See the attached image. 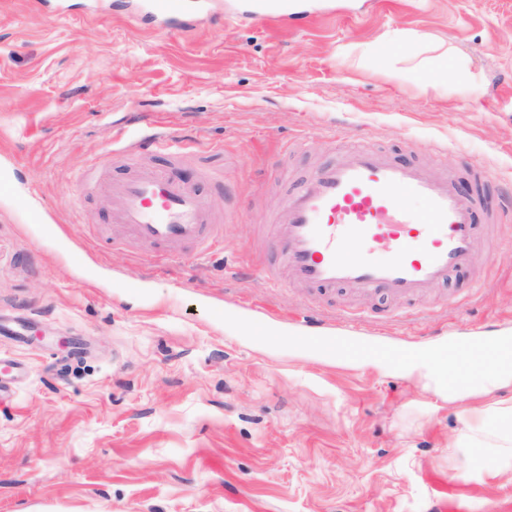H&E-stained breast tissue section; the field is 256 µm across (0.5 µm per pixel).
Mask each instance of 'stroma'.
Segmentation results:
<instances>
[{
  "instance_id": "1",
  "label": "stroma",
  "mask_w": 512,
  "mask_h": 512,
  "mask_svg": "<svg viewBox=\"0 0 512 512\" xmlns=\"http://www.w3.org/2000/svg\"><path fill=\"white\" fill-rule=\"evenodd\" d=\"M0 0V512H512V457L486 398L427 376L452 336H512V243L378 325L368 299H308L260 272L262 223L350 143L478 190L512 231V0H331L304 26L219 17L183 36L96 0ZM139 116L209 147L175 169L209 203L217 251L113 226L77 175ZM486 172L474 178V164ZM118 233V232H117ZM262 304L268 345L253 331ZM357 315L396 364L293 346L288 316ZM466 438L469 440L470 445L473 448L478 449H486L492 448L498 451L505 457H508L512 454V434L508 431L506 433L497 434L493 439H485L479 436H471L469 434L466 435Z\"/></svg>"
}]
</instances>
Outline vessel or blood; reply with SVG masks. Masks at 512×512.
Returning a JSON list of instances; mask_svg holds the SVG:
<instances>
[{
    "mask_svg": "<svg viewBox=\"0 0 512 512\" xmlns=\"http://www.w3.org/2000/svg\"><path fill=\"white\" fill-rule=\"evenodd\" d=\"M232 12L299 22L330 9L306 0H237ZM192 19L184 0H144L138 13L143 25L168 22L176 30ZM184 150L183 141L159 126L146 140L111 150L128 169L112 188V221L154 246L159 263L173 247L190 244L206 253L221 242L213 213L197 191L141 162L148 152L176 158ZM411 198L421 202V209L408 207ZM479 205L478 194L463 192L451 176L433 174L420 163L400 162L372 147L351 146L336 162L318 166L287 197L283 210L270 217V237L278 248L277 267L267 276L276 285L348 290L387 302L422 298L472 268L494 238L498 220L492 216L476 223ZM378 251L384 259H375ZM300 323L294 343L328 357L395 361L402 356L399 346L385 337L355 335L358 320L352 316L334 324L307 317ZM446 353L449 381L465 383L480 369L497 364L502 347L493 336L454 338Z\"/></svg>",
    "mask_w": 512,
    "mask_h": 512,
    "instance_id": "vessel-or-blood-1",
    "label": "vessel or blood"
}]
</instances>
